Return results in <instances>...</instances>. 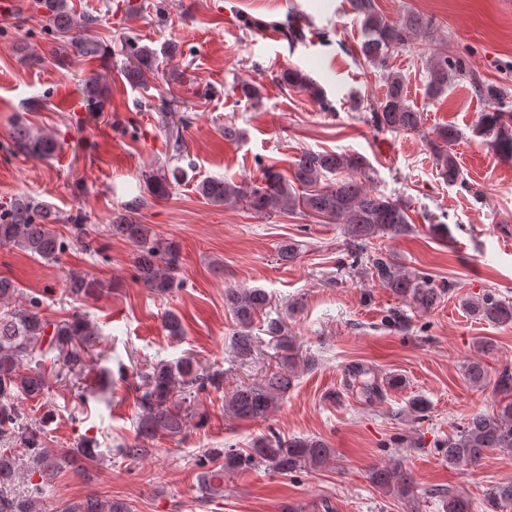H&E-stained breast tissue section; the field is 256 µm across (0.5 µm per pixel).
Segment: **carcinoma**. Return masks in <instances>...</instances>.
<instances>
[{"label":"carcinoma","instance_id":"1","mask_svg":"<svg viewBox=\"0 0 512 512\" xmlns=\"http://www.w3.org/2000/svg\"><path fill=\"white\" fill-rule=\"evenodd\" d=\"M352 9L360 19L364 39L359 57L367 64L385 69L390 55L408 46L412 35L429 26L420 14L411 13L400 21H389L380 12L376 0H351ZM53 35H64V42L85 58H98L104 53L101 43L84 38L69 0H39ZM243 27L260 33L278 31L288 47L306 40V25L299 17L289 14L283 19L245 16ZM127 56L125 75L128 82L143 90L150 84L149 75L156 66V50L141 45L133 38L125 41ZM466 80L480 95L492 100H507L509 92L501 86L486 84L460 60L448 58L430 61L427 70L426 95L440 98L452 80ZM280 83L304 89L320 104L329 107L323 89L307 74L288 69ZM87 111H101L102 88L99 78L90 76L84 84ZM363 121L376 131L415 132L422 125V115L407 100L406 83L396 73L385 77L383 97L369 104ZM499 155L512 158V109L499 105L482 113L475 128ZM459 138L458 130L442 126L427 140L438 174L450 186L465 185L457 156L451 151ZM53 138L33 131L25 124L14 127L10 150L28 158L45 159L57 150ZM364 163L359 156L338 152H305L294 162L291 175L268 167L260 181L210 180L196 185L200 196L213 205L227 202L242 203L253 213L270 218L281 213L303 212L324 217L344 225L347 254L356 263L367 259L371 276L397 299L420 309L434 307L453 284H437L428 275L412 272L398 264L388 253L371 252L372 241L388 236L394 238L412 231L410 205L399 199L383 196L364 188L362 179L343 177L345 171L358 172ZM178 180L177 171H148L143 174L148 195L163 198ZM148 204L146 197L137 195L125 201L117 215L107 225V232L122 238L136 250L135 278L152 293L164 296L179 286L181 253L179 246L159 237L149 224H143L139 212ZM56 219L41 202L31 197L14 199L0 211V245L10 244L35 258L55 261L69 248L70 242L58 235ZM69 294L94 297L105 291L106 285L89 275L73 270L67 276ZM20 294L8 277L0 276V439L11 443L0 448V512H39L36 507L44 478L68 468L74 462L69 451H50L43 447L41 435L44 423L51 419L46 411L41 425L24 422L21 403L45 395L47 380L41 371L43 358L57 353L61 367L73 372L84 365L88 348L99 339L95 323L82 314L51 322L41 316L39 300L29 309H12ZM224 298L240 328L234 342L235 357L246 363L254 358L256 340L251 335L254 322L270 303L260 288H227ZM464 306L473 317L494 325H512V301L487 291L465 300ZM266 332L276 339L275 350L283 370L266 373L253 382L241 381L224 390V371L203 366L195 358L185 356L174 363L158 361L136 371V439L175 438L182 435L192 419L205 422L206 414L198 411L194 400L201 392L215 390L223 394L224 414L244 421H265L279 407L295 378L298 365L312 367L313 361L299 359L298 350L285 333L278 319L266 321ZM468 383L478 389L490 381L488 366L481 361L466 365ZM352 385L366 400L383 396L377 377L370 369L356 366L350 375ZM495 391L500 395L497 410L474 412L462 426L442 442L441 452L448 468L461 474L478 466L493 450H512V367L504 366L496 375ZM77 454L88 461L99 457L98 443L84 437L77 444ZM205 456L223 460L220 465L199 473V488L206 498L224 496V476L263 463L278 474H291L326 465L335 457L326 441L315 438H284L276 433L257 439L246 453L233 448H209ZM369 479L381 490L397 493L407 499L414 497V479L402 459L375 466ZM432 494L440 498L443 512H472L469 498L451 488H436ZM512 506V481L498 483L486 490L484 512H504ZM61 512H129L127 504L114 500L86 498L68 503Z\"/></svg>","mask_w":512,"mask_h":512}]
</instances>
